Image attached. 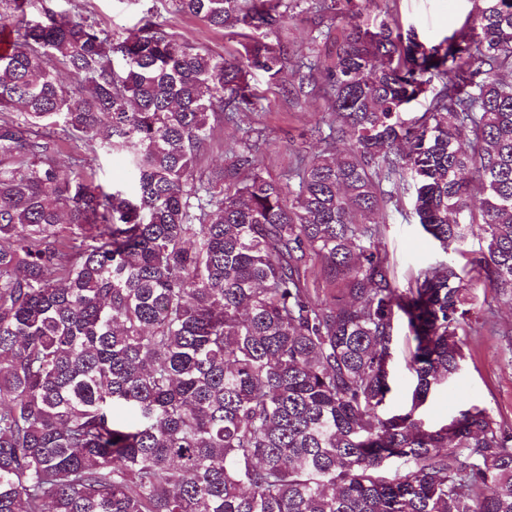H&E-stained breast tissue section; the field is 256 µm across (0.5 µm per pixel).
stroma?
I'll use <instances>...</instances> for the list:
<instances>
[{
    "mask_svg": "<svg viewBox=\"0 0 512 512\" xmlns=\"http://www.w3.org/2000/svg\"><path fill=\"white\" fill-rule=\"evenodd\" d=\"M100 23L112 33L136 27L140 17L153 12L157 21L167 25L182 39L206 45L215 55L238 54L245 41L240 29H210L203 21L168 13L162 0H84ZM387 7L402 28L414 29L421 41L435 43L451 34L464 22L472 9L471 0H388ZM315 30L314 17L305 7H297L278 35L289 63L299 58ZM255 81L261 98L250 112L237 122L215 126L208 146L199 160L205 168L224 164L232 147L246 138L257 139L259 163L265 175L287 181L298 154L319 152L321 143L310 135L313 112H323L327 102L322 87L302 103H293L288 94L293 73L267 83L263 76ZM414 193L402 192L398 206L384 209L385 230L382 243L394 268L399 287L425 265L440 259L436 242L417 224L412 211ZM466 361L450 388H439L427 400L423 417L436 423L477 404L488 408L512 433V305L490 295L478 296L471 317V330L464 338Z\"/></svg>",
    "mask_w": 512,
    "mask_h": 512,
    "instance_id": "obj_1",
    "label": "stroma"
}]
</instances>
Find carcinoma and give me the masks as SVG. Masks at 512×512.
I'll list each match as a JSON object with an SVG mask.
<instances>
[{
    "label": "carcinoma",
    "instance_id": "obj_1",
    "mask_svg": "<svg viewBox=\"0 0 512 512\" xmlns=\"http://www.w3.org/2000/svg\"><path fill=\"white\" fill-rule=\"evenodd\" d=\"M67 2L0 0V512H512V435L478 405L421 413L461 370L474 290L512 303V0L428 45L374 0H310L346 24L330 65L295 70L335 120L294 186L247 140L197 161L254 108L252 74L281 77L296 0H166L259 32L228 58ZM110 153L131 182L108 192ZM408 173L443 258L401 289L379 216ZM313 260L340 298L312 299ZM399 322L414 386L390 413ZM98 163L97 178L105 188L129 182V168L123 156L101 154Z\"/></svg>",
    "mask_w": 512,
    "mask_h": 512
}]
</instances>
